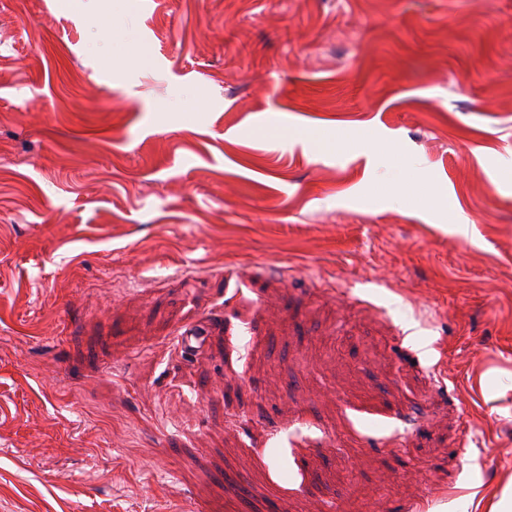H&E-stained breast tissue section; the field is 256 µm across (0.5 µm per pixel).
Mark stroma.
Listing matches in <instances>:
<instances>
[{"instance_id":"1","label":"stroma","mask_w":512,"mask_h":512,"mask_svg":"<svg viewBox=\"0 0 512 512\" xmlns=\"http://www.w3.org/2000/svg\"><path fill=\"white\" fill-rule=\"evenodd\" d=\"M509 167L512 0H6L0 512H496Z\"/></svg>"}]
</instances>
